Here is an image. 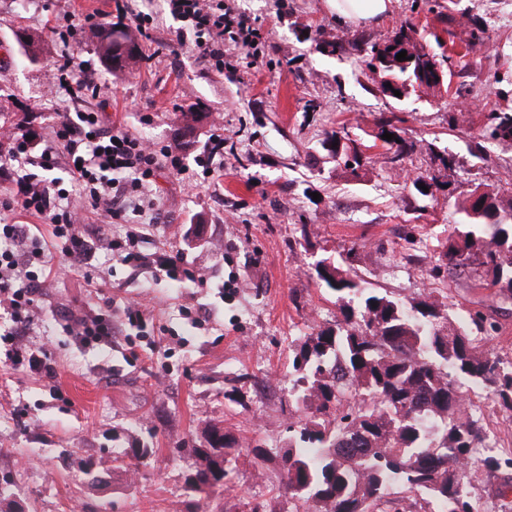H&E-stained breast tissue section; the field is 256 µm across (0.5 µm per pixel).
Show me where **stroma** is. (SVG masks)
Here are the masks:
<instances>
[{
  "label": "stroma",
  "instance_id": "obj_1",
  "mask_svg": "<svg viewBox=\"0 0 512 512\" xmlns=\"http://www.w3.org/2000/svg\"><path fill=\"white\" fill-rule=\"evenodd\" d=\"M223 0L268 30L258 61L242 59L237 74H220L192 46L180 45V25L166 0H137L152 18L153 41L143 43L149 64L118 76L103 67L91 35L72 52L77 73L98 86L81 100L45 94L47 71L63 45L51 34L64 10L108 24L113 0H0V111L39 131L57 114L98 113L103 125L161 145L176 146L177 118L201 114L186 163L203 155L216 125L224 127V157L214 160L205 186H187L159 169L152 198L158 221L144 227L146 261L131 269L106 248L91 264L72 266L39 291L40 315L26 338L46 348L55 379L12 368L0 355V484L23 512H196L187 490L205 447V429L223 425L241 446L224 512H295L281 488L278 456L299 418L291 395L296 374L288 345L313 330L335 326L334 294L315 272L317 261L351 260L367 287L405 302L428 289L456 315L481 310L498 331L488 344L512 358V298L481 287L470 276L424 278L421 265L402 259L406 239L446 241L463 215L456 205L477 184H506L512 145L483 140L487 113L512 111V0H396L391 15L353 26L330 14L325 0ZM481 24L482 45L449 42L454 72L441 93L395 101L377 89L353 47L364 38L387 39L405 22L442 31L443 18ZM40 34L36 57L20 38ZM320 40L346 44L342 53L317 50ZM403 117V136L432 143L393 171L382 148L370 163L349 169L324 144L345 128L368 142L376 116ZM483 158H475L476 145ZM456 160L440 164L438 152ZM435 178L424 196L416 177ZM180 251L205 282L177 283L158 258ZM147 311L143 327L114 346H85L66 330L73 312L91 309L120 320L124 299ZM143 449L134 474L120 470L93 480L88 462ZM265 456L255 464V452ZM470 497L488 512H512V466L475 465Z\"/></svg>",
  "mask_w": 512,
  "mask_h": 512
}]
</instances>
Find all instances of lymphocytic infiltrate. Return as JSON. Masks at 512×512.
Returning a JSON list of instances; mask_svg holds the SVG:
<instances>
[{
	"label": "lymphocytic infiltrate",
	"instance_id": "f902f5d3",
	"mask_svg": "<svg viewBox=\"0 0 512 512\" xmlns=\"http://www.w3.org/2000/svg\"><path fill=\"white\" fill-rule=\"evenodd\" d=\"M171 14L180 20L178 42H192L200 58L216 71H234L241 56L259 57L268 32L249 17L225 9L219 0H168ZM67 35L61 62L48 80L49 92L65 91L75 96L91 92L92 84L72 80L74 59L70 48L84 30L74 13H67ZM36 155L37 173L13 175L9 162ZM65 165L67 178L54 174ZM168 166L182 179L195 181V174L182 156L170 147H160L128 132L103 129L97 113L60 115L39 139L14 129L0 131V180L13 184L10 197L0 200V210L23 211L51 228L49 238L30 236L22 224H0V310L13 326L3 335L5 359L51 379L56 369L46 352L32 349L23 334L37 313L39 289L49 277L70 271L69 261H90L97 245L84 233L87 209H94L112 223H123L128 213L144 215V193L160 166ZM31 237L26 258H19L15 245ZM70 335L85 343L111 342L116 328L110 316L80 312L67 323Z\"/></svg>",
	"mask_w": 512,
	"mask_h": 512
}]
</instances>
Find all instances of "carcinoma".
I'll return each mask as SVG.
<instances>
[{
  "mask_svg": "<svg viewBox=\"0 0 512 512\" xmlns=\"http://www.w3.org/2000/svg\"><path fill=\"white\" fill-rule=\"evenodd\" d=\"M411 24L382 42L356 45L367 66L382 74L378 90L395 98L417 90L437 93L440 85L418 73L425 58L441 65L448 57L417 38ZM96 52L115 75L133 69L142 48L131 27L105 26L97 33ZM407 52L409 59L396 60ZM404 119L382 113L373 142L348 140L338 159L360 165L363 150L376 146L391 154L396 169L416 152L418 142L402 136ZM394 139H382L385 133ZM484 137L512 141V114L489 112ZM512 187L477 185L458 205L466 222L446 243L421 256L425 275L437 280L442 270L469 274L497 286L512 298ZM317 278L336 293L342 319L291 343L292 367L299 376L293 396L315 414L298 425L288 449L279 455L285 491L296 512H403L407 493L419 492L439 503V512H475L464 485L469 467L500 466L493 454L475 455L487 436L479 425L481 408H467L460 387L477 385L502 415L512 417V361L486 346V318L468 311L471 331L455 321L449 306L433 293L405 305L361 285L349 269L324 261ZM207 446L196 448L200 465L189 489L201 500L228 489L237 468L239 444L224 427L210 426Z\"/></svg>",
  "mask_w": 512,
  "mask_h": 512,
  "instance_id": "1",
  "label": "carcinoma"
}]
</instances>
